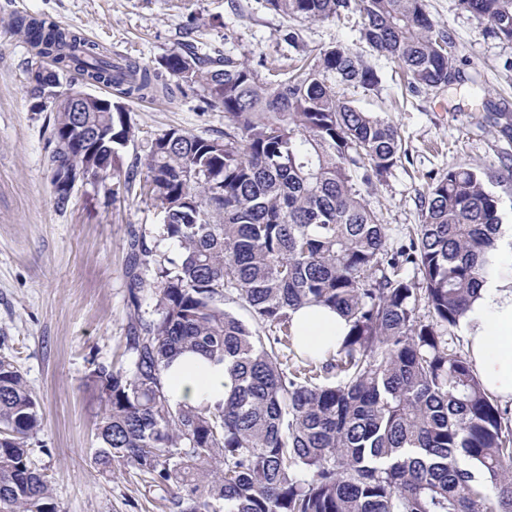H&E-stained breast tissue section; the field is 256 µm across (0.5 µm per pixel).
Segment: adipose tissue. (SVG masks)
Returning a JSON list of instances; mask_svg holds the SVG:
<instances>
[{"label": "adipose tissue", "mask_w": 512, "mask_h": 512, "mask_svg": "<svg viewBox=\"0 0 512 512\" xmlns=\"http://www.w3.org/2000/svg\"><path fill=\"white\" fill-rule=\"evenodd\" d=\"M292 323L298 352L318 359L336 351L349 331L339 312L318 305L293 312ZM460 327L466 353L486 391L511 403L512 277H486ZM164 387L172 403L194 405L205 398L224 399L232 381L225 365L188 353L165 371Z\"/></svg>", "instance_id": "ef3b65f1"}]
</instances>
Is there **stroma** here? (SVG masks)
I'll return each instance as SVG.
<instances>
[{"label":"stroma","instance_id":"35a3bbf8","mask_svg":"<svg viewBox=\"0 0 512 512\" xmlns=\"http://www.w3.org/2000/svg\"><path fill=\"white\" fill-rule=\"evenodd\" d=\"M427 3L454 42L462 85L413 93L396 63L374 57L375 90L340 89L351 105L400 130L401 161L382 181L360 187L392 244L421 224L432 180L458 165L480 170L501 222L512 225V139L488 119L491 108L512 109V43L491 34L458 0ZM21 17L80 32L117 61L152 66L179 43L197 40L270 70L297 55L284 40L289 21L265 0H0V357L20 367L41 401L44 422L32 459L49 476L60 512H169L166 491L145 484L134 469L104 475L92 465L101 404L87 376L99 364L129 365L133 320L157 317L154 289L131 294L130 239L158 259L177 257L178 248L162 238L151 201L135 188L113 195L111 177L77 183L68 202L57 205L47 171L54 114L34 93L35 51L14 27ZM360 27L356 14L301 25L313 51L339 42L365 51ZM473 77L481 92L471 91ZM126 107L135 135L121 164L136 169L140 181L160 134L224 132L223 112L201 110L196 91L130 99Z\"/></svg>","mask_w":512,"mask_h":512}]
</instances>
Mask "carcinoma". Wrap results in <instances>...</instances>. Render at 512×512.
<instances>
[{"instance_id":"obj_1","label":"carcinoma","mask_w":512,"mask_h":512,"mask_svg":"<svg viewBox=\"0 0 512 512\" xmlns=\"http://www.w3.org/2000/svg\"><path fill=\"white\" fill-rule=\"evenodd\" d=\"M512 42V0H459ZM293 21L355 12L360 39L402 69L412 92L459 78L453 41L426 0H266ZM41 59L63 79L76 73L115 89L112 178L131 190L119 149L133 132L122 98L201 89L224 112V134L170 129L152 143L140 194L179 249L157 260L129 243L133 289L158 283L152 323L134 322L127 367L98 365L90 378L102 410L92 463L136 470L166 490L174 512H512V419L486 392L455 329L475 291L497 270L498 199L477 170L453 167L431 184L422 224L391 248L384 225L357 189L401 161L391 121L341 97L340 85L373 90L376 70L344 44L304 51L266 80L250 63L185 42L154 67L112 62L105 51L53 22L18 19ZM73 113L56 109L47 170L65 205L78 177L77 148L64 142ZM416 271L408 277L407 268ZM251 313V329L224 306L226 292ZM305 304L340 311L350 325L322 363L295 359L292 312ZM224 363L234 387L222 401L172 404L163 375L175 356ZM330 372L336 384L316 380ZM43 427L39 397L14 362L0 358V512H59L47 476L31 459Z\"/></svg>"}]
</instances>
